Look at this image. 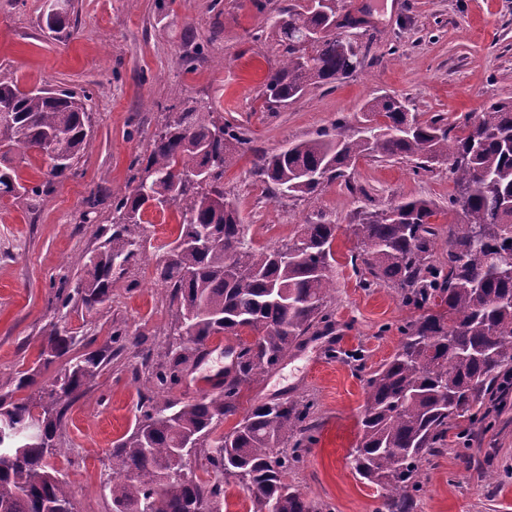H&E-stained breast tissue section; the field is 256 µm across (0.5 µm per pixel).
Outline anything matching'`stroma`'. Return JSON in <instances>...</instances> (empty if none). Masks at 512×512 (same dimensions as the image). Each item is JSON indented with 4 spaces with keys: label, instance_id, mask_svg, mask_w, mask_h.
I'll return each instance as SVG.
<instances>
[{
    "label": "stroma",
    "instance_id": "obj_1",
    "mask_svg": "<svg viewBox=\"0 0 512 512\" xmlns=\"http://www.w3.org/2000/svg\"><path fill=\"white\" fill-rule=\"evenodd\" d=\"M266 3L261 12L252 0H72L70 25L58 38L45 28V0H0V79L25 90L52 86L92 96L91 137L74 173L54 184L38 208L21 195L0 198V388L11 389L24 371L35 372L38 383L50 382L70 360L106 352L100 375L66 410L62 454L52 460L75 512H112L104 484L113 444L132 431L152 373L168 360L176 308L154 267L178 235L175 209L145 211L147 251L117 278L103 304L88 309L75 301L62 310L55 295L74 291L83 275L78 258L90 256L110 234L113 190L128 184L172 106L188 98L207 100L247 133L248 143L224 171V189L255 246L293 238L308 221L338 227L335 330L260 383L243 387L239 409L276 398L313 400L316 441L289 482L319 512H376L379 506L381 489L360 480L350 462L366 394L343 355L361 350L366 368L375 369L397 349V327L411 312L391 286L361 287L350 262L356 239L349 227L361 206L382 210L403 197H423L446 207L437 228L447 240L458 220L447 208L454 189L449 165L423 171L405 159L362 158L345 182L288 200L270 197L254 181L252 162L339 120L363 126L364 105L381 95L398 98L421 117L441 113L452 120L512 100V0H345L346 11H370L358 30L367 49L363 66L276 112L266 111L262 99L265 79L281 59L269 20L305 0ZM194 42L204 53L188 68L182 58ZM55 319L75 343L67 356L42 368L44 329ZM236 344L234 336H221L203 361L185 365L168 398L187 402L211 391L212 377L223 376ZM423 471L415 512H512V392L491 427L468 445L449 444Z\"/></svg>",
    "mask_w": 512,
    "mask_h": 512
}]
</instances>
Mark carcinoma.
Returning <instances> with one entry per match:
<instances>
[{
  "mask_svg": "<svg viewBox=\"0 0 512 512\" xmlns=\"http://www.w3.org/2000/svg\"><path fill=\"white\" fill-rule=\"evenodd\" d=\"M338 0L279 12L272 27L284 60L269 72L263 95L271 111L308 89L334 84L355 72L359 52L343 35L314 44L301 36L336 20ZM69 89L22 90L0 81V155L33 150L46 163L44 181L18 182L0 165V198L25 195L31 208L72 174L89 141L84 99ZM372 126L330 130L256 156L252 175L276 196L304 198L345 177L362 157L413 158L427 170L450 164L458 213L446 241L448 260H433L435 219L443 209L427 198L402 199L385 210L365 211L350 225L352 261L360 284L390 283L413 315L398 327L394 355L367 373L352 467L382 490L378 512H414L423 488L422 462L448 447V431L465 445L485 425V400L512 376V101L469 112L448 123L441 114L421 120L399 100L376 97L367 105ZM248 142L241 127L214 115L205 102L183 101L155 133L149 153L124 190L112 195V233L82 262L75 288L86 308L103 302L114 277L141 259L147 240L141 214L150 203L173 207L179 232L155 266V278L176 302L173 331L185 335L180 352L153 376L157 391L178 379L215 336L238 340L224 386L192 402L145 396L133 431L112 448V512H215L224 495L193 470L174 466L184 449L209 448V464L247 491L252 512H316L288 472L315 442L308 404L285 398L253 406L228 432L224 419L238 411L242 387L264 379L312 336L334 325L331 292L338 225L307 223L272 247L245 242L244 224L224 191V169ZM49 366L72 345L67 330L46 328ZM104 350L69 364L51 383L36 385L26 372L16 389L0 395V512H74L67 483L48 459L66 408L101 372Z\"/></svg>",
  "mask_w": 512,
  "mask_h": 512,
  "instance_id": "carcinoma-1",
  "label": "carcinoma"
}]
</instances>
